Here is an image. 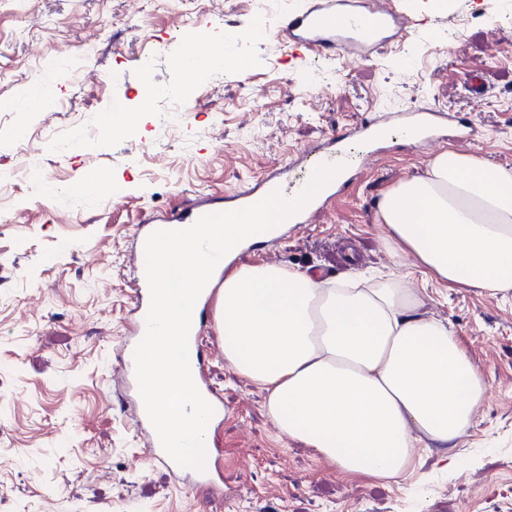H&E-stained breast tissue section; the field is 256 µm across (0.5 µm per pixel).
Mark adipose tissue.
Listing matches in <instances>:
<instances>
[{
  "label": "adipose tissue",
  "mask_w": 512,
  "mask_h": 512,
  "mask_svg": "<svg viewBox=\"0 0 512 512\" xmlns=\"http://www.w3.org/2000/svg\"><path fill=\"white\" fill-rule=\"evenodd\" d=\"M394 250L423 273L493 295L512 291V171L444 150L423 175L400 181L378 205ZM283 214L234 224H180L153 253L178 266L182 287L159 279L157 327L139 353L144 399L173 449L203 437L180 331L198 321V286L216 295L224 360L264 387L278 429L348 474L398 480L416 451L450 463L485 395L477 365L444 324L422 317L407 289L326 288L277 265L212 274L209 252L257 241ZM209 252H201V244Z\"/></svg>",
  "instance_id": "1"
}]
</instances>
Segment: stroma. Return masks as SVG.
<instances>
[{
	"label": "stroma",
	"mask_w": 512,
	"mask_h": 512,
	"mask_svg": "<svg viewBox=\"0 0 512 512\" xmlns=\"http://www.w3.org/2000/svg\"><path fill=\"white\" fill-rule=\"evenodd\" d=\"M400 2L409 36L362 61L290 48L263 25L261 0H0V512H512V296L424 280L377 222L384 193L424 173L440 148L512 168V0ZM220 35L223 80L185 84L176 56ZM61 57L78 76L30 80L35 62ZM470 72L482 97L465 83ZM145 90L151 110L113 131ZM421 108L475 119L474 141L424 146L394 129L326 209L233 263L339 283L380 275L422 297L421 314L448 325L486 386L454 462L424 458L390 483L339 474L283 436L265 390L229 368L209 304L199 364L224 402L211 434L224 450V494L148 461L120 370L137 225L199 193L224 201L284 163L299 181L334 135L363 157L354 128ZM22 166L44 197L31 195ZM93 173L117 190L57 194Z\"/></svg>",
	"instance_id": "35a3bbf8"
}]
</instances>
